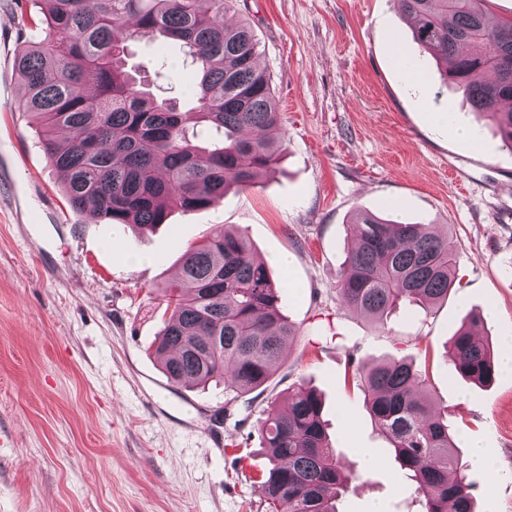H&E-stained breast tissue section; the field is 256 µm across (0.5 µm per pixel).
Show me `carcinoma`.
Returning a JSON list of instances; mask_svg holds the SVG:
<instances>
[{
    "label": "carcinoma",
    "mask_w": 512,
    "mask_h": 512,
    "mask_svg": "<svg viewBox=\"0 0 512 512\" xmlns=\"http://www.w3.org/2000/svg\"><path fill=\"white\" fill-rule=\"evenodd\" d=\"M236 0H31L44 39L20 46L21 108L41 129L42 148L63 174L69 204L99 222L152 231L172 209L211 206L246 189L282 151L270 77L245 21L224 14ZM482 0H397L418 45L450 67L474 113L492 120L512 149V19L492 22ZM179 44L195 69L183 112L158 101L128 69L132 42ZM491 78L484 79L482 75ZM215 134L197 144L198 130ZM356 245L338 280L344 305L376 322L401 304L428 309L448 297L456 256L434 224L355 215ZM173 311L154 349L170 382L223 380L241 396L265 389L296 334L278 303V285L244 233L224 228L185 251L166 287ZM472 313L452 337L456 372L477 384L496 377L495 350L478 337ZM369 414L413 487L421 512H475L474 487L427 378L406 357L360 373ZM271 467L258 481L270 512H338L348 491L316 390L299 385L284 409L258 428Z\"/></svg>",
    "instance_id": "obj_1"
}]
</instances>
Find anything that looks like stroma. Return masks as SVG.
<instances>
[{
	"instance_id": "stroma-1",
	"label": "stroma",
	"mask_w": 512,
	"mask_h": 512,
	"mask_svg": "<svg viewBox=\"0 0 512 512\" xmlns=\"http://www.w3.org/2000/svg\"><path fill=\"white\" fill-rule=\"evenodd\" d=\"M28 9L0 0V512H267L257 423L302 382L321 396L336 458L353 476L339 512H419L357 373L402 356L425 370L462 458L476 443L495 463L492 474L463 470L476 512H512V374L478 385L448 359L470 311L485 312L495 348L512 337V149L446 88L394 0H238L234 18L251 24L271 79L281 159L256 186L172 211L152 233L126 228L115 246L111 225L71 208L20 108L17 50L41 37ZM131 51L158 99L192 108L195 73L179 45ZM360 210L450 227L446 302L401 306L381 328L341 303ZM227 225L267 261L299 330L267 390L235 402L230 417L223 386L174 385L151 353L180 256ZM138 254L151 263L130 264ZM366 450L380 461L369 472Z\"/></svg>"
}]
</instances>
